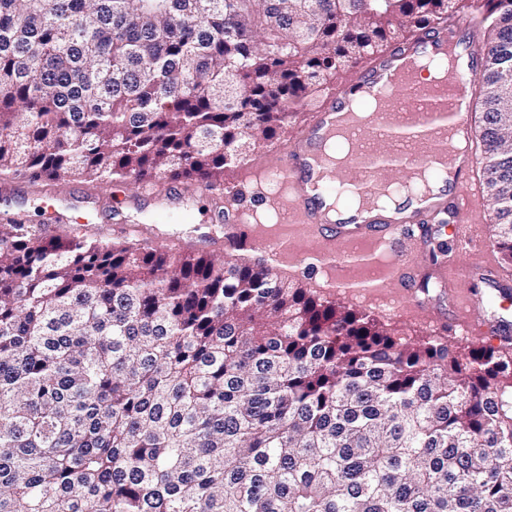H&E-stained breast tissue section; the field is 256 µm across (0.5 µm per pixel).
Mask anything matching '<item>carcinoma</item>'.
Listing matches in <instances>:
<instances>
[{"instance_id": "carcinoma-1", "label": "carcinoma", "mask_w": 512, "mask_h": 512, "mask_svg": "<svg viewBox=\"0 0 512 512\" xmlns=\"http://www.w3.org/2000/svg\"><path fill=\"white\" fill-rule=\"evenodd\" d=\"M454 13L512 263V0H0V179L223 186ZM0 512H512V348L395 336L273 267L0 224Z\"/></svg>"}]
</instances>
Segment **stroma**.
<instances>
[{
    "label": "stroma",
    "instance_id": "stroma-1",
    "mask_svg": "<svg viewBox=\"0 0 512 512\" xmlns=\"http://www.w3.org/2000/svg\"><path fill=\"white\" fill-rule=\"evenodd\" d=\"M154 196L136 198V186L115 184L111 189L100 188L96 183L71 179L55 186L26 178L13 183L15 194L8 201L0 200V224L23 220L27 224H43L53 236H66L63 224L52 222L50 207L57 200L71 202L97 198L98 208L89 209L88 222L83 236L89 240L118 241L122 235L114 229L113 215H120L126 227H138L157 232L164 249L186 254H210L226 261L254 263L261 257L260 247L265 240L260 236H250L244 249L228 250L224 247V227L212 222L211 210L224 202L223 197L204 193L202 186L179 183V193L184 206L174 209V218L162 220L158 200L167 194L170 184L162 179L152 180ZM410 248L418 256L417 287L426 297L436 295V270L454 262L457 252L441 225L433 224L421 242L411 243ZM358 311L366 313L385 324L386 328L398 336L422 338L437 334L450 335L447 328V305L431 306L420 316L406 313L404 304L395 307H379L370 302L358 304Z\"/></svg>",
    "mask_w": 512,
    "mask_h": 512
}]
</instances>
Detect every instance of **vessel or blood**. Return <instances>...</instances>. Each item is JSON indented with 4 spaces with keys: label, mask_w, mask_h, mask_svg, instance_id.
Returning <instances> with one entry per match:
<instances>
[{
    "label": "vessel or blood",
    "mask_w": 512,
    "mask_h": 512,
    "mask_svg": "<svg viewBox=\"0 0 512 512\" xmlns=\"http://www.w3.org/2000/svg\"><path fill=\"white\" fill-rule=\"evenodd\" d=\"M448 47L465 59L469 74H477L482 54L479 31L455 17L444 18L415 35L398 38L384 52L373 55L347 85L328 93L311 113L304 131L286 144L278 162L271 167L278 180L277 193L270 196L245 186H228L224 190L227 202L223 212L217 213L216 222L226 224L228 234L239 236L250 228L246 214L265 207L275 209L278 223L266 234L271 261L277 265L287 263L289 235H303L310 239L311 245L300 257V264L320 267L329 288L351 295L356 292L355 283L338 276L337 268L356 255H389V262L375 263L368 271L369 276L379 282L382 298L413 302L417 296L411 282L417 257L405 246L408 228L413 224H430L440 215H447L450 236L458 252L468 254L469 262L463 267L451 264L438 271V298L448 304L453 330L463 336L470 335L474 328L472 312L478 301L469 292L468 283L480 282L496 294L512 283V277L480 248L472 234L478 222L479 197L478 187L469 178L475 164L474 154L450 156L448 163L456 172L452 185L436 191L433 197L414 208L380 205L338 218L328 211L325 200L317 198L310 185L311 178L317 176L322 183L343 187L356 198L389 182L411 181L416 161L450 149L447 138L434 131L436 115L440 112L445 114L456 135L474 141L477 131L470 112L451 110L453 96L472 99V83H457L449 90L438 92L405 76L388 95L383 108L352 130L356 149L345 166H321L314 157L318 144L330 135L335 112L358 89L378 86L381 77L405 60L417 56L438 58Z\"/></svg>",
    "instance_id": "obj_1"
}]
</instances>
